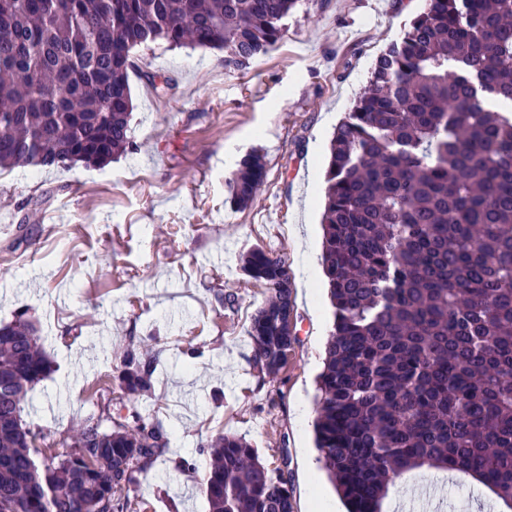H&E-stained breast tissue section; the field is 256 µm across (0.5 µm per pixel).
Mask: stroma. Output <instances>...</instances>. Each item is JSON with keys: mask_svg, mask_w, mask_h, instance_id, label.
<instances>
[{"mask_svg": "<svg viewBox=\"0 0 512 512\" xmlns=\"http://www.w3.org/2000/svg\"><path fill=\"white\" fill-rule=\"evenodd\" d=\"M424 3L298 0L285 39L241 71H226L218 50L154 46L140 68L172 88L160 98L131 76V149L101 167L17 166L0 180V321L27 312L52 361L23 404L27 426L62 451L73 428L117 397L112 376L127 347L166 349L153 395L136 404L168 440L132 488L141 512H209L200 442L220 429L251 441L270 466L287 459L294 512H310L315 487L335 497L313 433L331 329L317 283L332 120ZM252 151L267 178L238 210L229 180ZM41 194L42 210H31ZM258 243L284 252L293 278L297 342L273 380L254 365L246 333L262 289L237 264ZM220 288L237 293V310L215 301ZM190 345L205 361L186 363ZM182 458L194 468L177 469ZM424 480L436 499L478 512L474 482L460 487L427 467L397 482L384 512Z\"/></svg>", "mask_w": 512, "mask_h": 512, "instance_id": "1", "label": "stroma"}]
</instances>
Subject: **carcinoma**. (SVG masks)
<instances>
[{"mask_svg": "<svg viewBox=\"0 0 512 512\" xmlns=\"http://www.w3.org/2000/svg\"><path fill=\"white\" fill-rule=\"evenodd\" d=\"M298 0H7L0 6V169L102 166L125 152L137 54L224 51L243 70L285 37ZM512 0H427L381 53L336 125L324 175L321 263L330 331L316 448L347 512H382L423 467L473 478L512 508ZM267 178L239 161L244 210ZM240 269L264 288L247 335L275 379L294 339L288 259L257 246ZM162 350L128 348L119 400L152 394ZM51 371L27 313L0 325V512H138L134 473L167 446L135 408L91 414L46 454L21 402ZM209 512H294L288 479L242 436L216 432Z\"/></svg>", "mask_w": 512, "mask_h": 512, "instance_id": "1", "label": "carcinoma"}]
</instances>
